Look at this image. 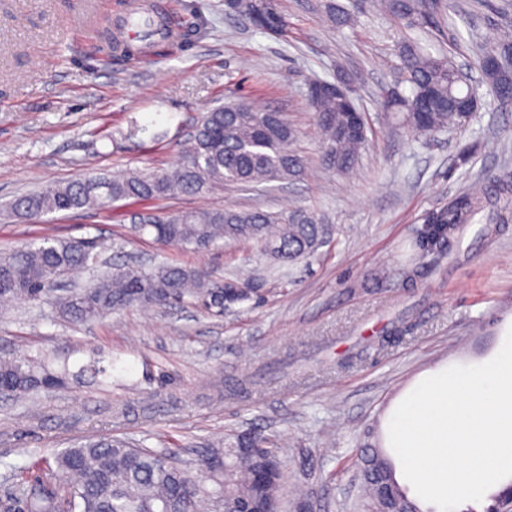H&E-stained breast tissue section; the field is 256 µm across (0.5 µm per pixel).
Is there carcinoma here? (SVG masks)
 I'll return each mask as SVG.
<instances>
[{
	"label": "carcinoma",
	"instance_id": "1",
	"mask_svg": "<svg viewBox=\"0 0 512 512\" xmlns=\"http://www.w3.org/2000/svg\"><path fill=\"white\" fill-rule=\"evenodd\" d=\"M409 28H423L449 7L446 0H377ZM324 17L333 26L351 23L348 12L328 0ZM485 58L499 66H479L481 81L492 92L512 88V33L498 40ZM398 90L385 107L396 123L419 137H431L468 125L478 109L474 87L463 81L458 67L416 43L400 52ZM321 142V167L346 175L355 167L366 141L367 127L332 95L308 94ZM297 130L282 112L262 109L239 97L214 108L197 122L181 162L171 170L131 172L55 184L16 197L10 210L29 218L97 207L120 201L143 205L177 195L196 194L217 186L256 188L289 182L308 174L307 162L292 144ZM489 206L512 209L505 188L486 185L465 194L433 216L442 236L452 237L460 225ZM163 246L208 248L220 241L260 244L275 263L304 260L324 243L326 225L312 210L295 206L278 213L256 210L163 211L154 208L133 225ZM96 242L45 237L40 242L0 256V302L11 299L50 304L72 324L95 321L116 308L140 303L166 307L172 303L207 309L248 298L247 286L227 280L212 282L201 269L160 264L152 268L123 267L104 271L89 283L58 290V281L98 266ZM98 355L81 365L76 376H112V365ZM49 358L0 357V397L27 399L55 388L70 374L68 362L53 367ZM279 462L277 450L261 436L238 435L209 444L188 463L175 453L144 448L127 439L99 437L74 443L48 461L31 459L18 481L0 495V512H276L285 484L283 471L261 482L257 476ZM362 502L369 512H421L395 479L382 449L363 462Z\"/></svg>",
	"mask_w": 512,
	"mask_h": 512
}]
</instances>
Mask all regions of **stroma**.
Returning a JSON list of instances; mask_svg holds the SVG:
<instances>
[{
  "label": "stroma",
  "mask_w": 512,
  "mask_h": 512,
  "mask_svg": "<svg viewBox=\"0 0 512 512\" xmlns=\"http://www.w3.org/2000/svg\"><path fill=\"white\" fill-rule=\"evenodd\" d=\"M151 7L169 39L115 47L129 2ZM324 0H279L274 37L224 0H0V253L42 238L92 239L112 265L174 263L214 282H246L248 300L216 312L134 305L87 324L49 304L0 312V353L49 355L78 369L110 354L108 378H71L30 401L0 399V486L30 455L53 457L84 438H125L180 458L247 431L275 440L286 475L284 512H352L361 459L383 444L381 420L421 374L488 356L512 322V217L480 213L451 244L426 245L429 218L477 182L512 186V108L479 86L464 129L420 139L388 122L385 92L397 50L415 41L477 68L501 28L505 0H451L424 31L377 12L373 0H336L346 27L323 23ZM348 72L368 116L366 147L348 175L320 171L307 100L312 77ZM286 113L309 173L256 191L216 187L157 201L163 210L294 203L328 227L309 259L282 267L255 242L200 251L132 233L137 205L54 213L6 211L43 183L166 170L204 112L235 95ZM476 152L467 164L458 154Z\"/></svg>",
  "instance_id": "obj_1"
}]
</instances>
